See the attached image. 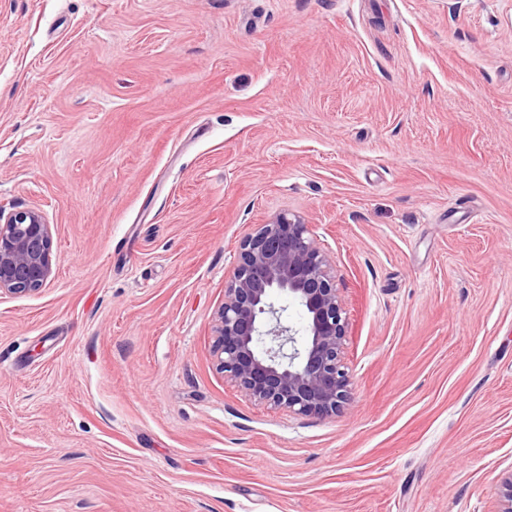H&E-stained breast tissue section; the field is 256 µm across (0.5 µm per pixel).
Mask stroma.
I'll use <instances>...</instances> for the list:
<instances>
[{"label": "stroma", "mask_w": 512, "mask_h": 512, "mask_svg": "<svg viewBox=\"0 0 512 512\" xmlns=\"http://www.w3.org/2000/svg\"><path fill=\"white\" fill-rule=\"evenodd\" d=\"M0 512H495L512 470V0H0ZM330 254L349 400L211 357L240 239ZM50 224L37 209L0 208V297L41 291L56 275Z\"/></svg>", "instance_id": "stroma-1"}]
</instances>
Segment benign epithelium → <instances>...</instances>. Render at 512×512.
<instances>
[{"mask_svg": "<svg viewBox=\"0 0 512 512\" xmlns=\"http://www.w3.org/2000/svg\"><path fill=\"white\" fill-rule=\"evenodd\" d=\"M56 270L43 213L1 207L0 296L37 293ZM281 294L303 307L300 338L275 304ZM347 332L336 269L302 216L280 212L242 238L213 326L212 356L232 386L270 409L334 416L351 385L342 363Z\"/></svg>", "mask_w": 512, "mask_h": 512, "instance_id": "benign-epithelium-1", "label": "benign epithelium"}]
</instances>
